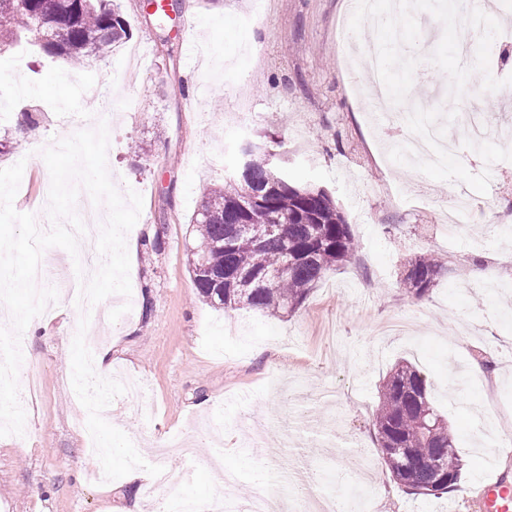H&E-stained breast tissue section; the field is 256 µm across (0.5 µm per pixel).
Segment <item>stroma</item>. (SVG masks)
Segmentation results:
<instances>
[{
	"label": "stroma",
	"instance_id": "35a3bbf8",
	"mask_svg": "<svg viewBox=\"0 0 512 512\" xmlns=\"http://www.w3.org/2000/svg\"><path fill=\"white\" fill-rule=\"evenodd\" d=\"M142 54L134 82H123L126 47L83 67L81 84L68 79L69 62L33 43L0 50V125L13 149L0 151V169L24 162L13 200L21 213L47 209L50 174L41 148L106 120L107 166L119 192L143 197L126 236L132 311L116 310L103 348L112 370L144 383L142 393L113 400L110 422L122 439H194L192 460L171 457L170 481L184 497L224 492L205 463L213 452L199 426L223 425V465L239 499L274 484L257 481L258 465L295 464L317 475V493L354 504V512H475L483 478L512 472L506 449H486L474 431L512 435V246L469 244L449 250L439 222L448 184L422 173L406 177L372 132L373 90L356 80L339 39L346 0H263L257 21L241 27L252 0H177L167 20L148 14L143 0H117ZM200 54L186 62L182 35ZM452 104L447 76L414 83L407 102L424 108L458 106L450 129L466 136L463 114L498 119L512 90ZM112 90L108 113L79 87ZM39 122L25 137L23 112ZM275 153L297 182L324 188L350 224V261L329 273L295 312L270 315L224 311L202 301L188 271L186 244L204 184L223 183L243 160L242 147ZM144 149L134 155L133 146ZM487 194H473V237L488 225H512V161L494 163ZM445 263L429 294L416 300L399 279L403 265L425 250ZM40 287L58 299L38 330L23 333L20 402L25 433L0 437V512H168L166 491L126 479L125 457L112 478L93 477L75 374L85 371L81 348L90 321L68 294L78 276L70 254L45 250ZM501 282L476 288L472 267ZM431 385L439 412L454 431L465 463L456 490L435 498L406 494L380 457L372 430L382 382L401 361ZM490 362L484 375L457 388L459 373ZM369 461L363 483L350 457Z\"/></svg>",
	"mask_w": 512,
	"mask_h": 512
}]
</instances>
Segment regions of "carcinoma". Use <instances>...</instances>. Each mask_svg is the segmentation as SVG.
<instances>
[{"instance_id": "1", "label": "carcinoma", "mask_w": 512, "mask_h": 512, "mask_svg": "<svg viewBox=\"0 0 512 512\" xmlns=\"http://www.w3.org/2000/svg\"><path fill=\"white\" fill-rule=\"evenodd\" d=\"M23 36L84 66L125 43L130 27L116 0H0V46ZM242 154L237 176L202 188L191 220L196 241L187 255L189 272L197 295L215 308L290 313L350 260L355 238L326 190L296 182L256 144ZM242 224H274L276 230L255 240L239 231ZM442 269L425 251L405 264L403 286L421 299ZM237 273L252 285L241 288L231 278ZM372 426L385 466L407 493L437 497L456 488L463 463L455 437L411 363H398L385 377ZM441 458L456 465L449 480L440 478Z\"/></svg>"}]
</instances>
